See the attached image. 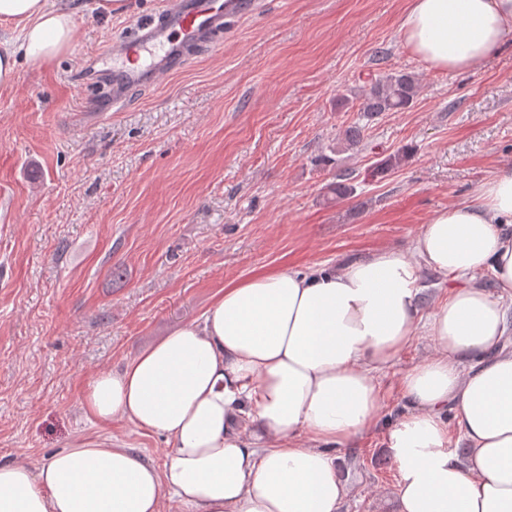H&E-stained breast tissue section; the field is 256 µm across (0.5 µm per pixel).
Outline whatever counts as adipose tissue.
<instances>
[{
	"label": "adipose tissue",
	"instance_id": "ef3b65f1",
	"mask_svg": "<svg viewBox=\"0 0 512 512\" xmlns=\"http://www.w3.org/2000/svg\"><path fill=\"white\" fill-rule=\"evenodd\" d=\"M0 89L17 60L53 62L75 31L65 0H0ZM404 43L430 67L482 70L512 34V0H408ZM449 279L434 312L426 272ZM491 274L496 292L479 282ZM512 169L435 212L407 249L225 286L81 399L101 422L163 436V467L111 439L31 466L0 463V512H342L339 459L383 414L380 377L415 338L429 353L402 377L406 405L385 437L396 512H512ZM457 436L469 448L460 460Z\"/></svg>",
	"mask_w": 512,
	"mask_h": 512
}]
</instances>
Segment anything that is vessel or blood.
<instances>
[{
  "label": "vessel or blood",
  "instance_id": "b4317fda",
  "mask_svg": "<svg viewBox=\"0 0 512 512\" xmlns=\"http://www.w3.org/2000/svg\"><path fill=\"white\" fill-rule=\"evenodd\" d=\"M254 7L255 0H162L154 15L106 48L112 66L95 76L111 80L113 109L125 105L129 90L153 87L197 51L221 47L227 18Z\"/></svg>",
  "mask_w": 512,
  "mask_h": 512
}]
</instances>
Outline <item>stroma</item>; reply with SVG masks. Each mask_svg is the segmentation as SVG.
Instances as JSON below:
<instances>
[{
    "instance_id": "obj_1",
    "label": "stroma",
    "mask_w": 512,
    "mask_h": 512,
    "mask_svg": "<svg viewBox=\"0 0 512 512\" xmlns=\"http://www.w3.org/2000/svg\"><path fill=\"white\" fill-rule=\"evenodd\" d=\"M157 2L73 0L71 48L21 60L0 90V462L111 436L163 466L162 436L85 413L87 380L194 323L225 284L406 248L512 168V36L483 70L445 73L404 44L407 0H260L229 20L221 50L109 111L91 65ZM398 70L419 82L411 108L363 122L367 76ZM353 126L362 148L341 150ZM335 147L338 165H319ZM400 150L398 168L375 172ZM340 167L355 190L331 200ZM428 348L415 340L382 376L384 422ZM384 437L341 459L344 512H395Z\"/></svg>"
}]
</instances>
